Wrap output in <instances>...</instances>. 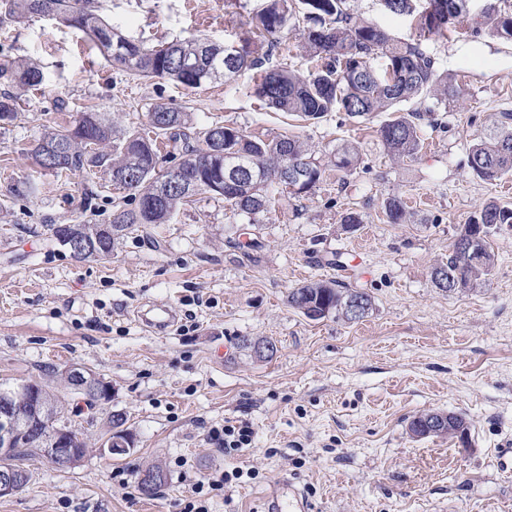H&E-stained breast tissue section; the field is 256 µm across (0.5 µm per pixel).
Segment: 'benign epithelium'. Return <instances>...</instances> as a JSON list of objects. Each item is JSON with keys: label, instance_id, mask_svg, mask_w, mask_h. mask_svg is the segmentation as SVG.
<instances>
[{"label": "benign epithelium", "instance_id": "1", "mask_svg": "<svg viewBox=\"0 0 512 512\" xmlns=\"http://www.w3.org/2000/svg\"><path fill=\"white\" fill-rule=\"evenodd\" d=\"M165 185L193 192V186L186 182L178 163L166 170ZM63 373L72 378L74 392L82 399L93 403L112 399V385L97 382L96 376L87 367L71 364ZM26 401L31 403V413L25 415L18 413L10 403L0 404V456L7 459V462L0 465V497L9 496L28 484V472L21 466L18 457L28 453L29 447L33 445L39 446V457L62 468L78 465L87 454V449L83 448V442L72 427L66 429L56 426L47 433L33 435L31 427L34 423L48 425L57 421L63 412L44 402L35 386L26 392ZM453 417L454 414L443 412L436 419L428 417L425 430L414 431L412 435L421 438L438 433L453 422ZM131 445L130 435L116 428L101 443V453L109 457L122 456L130 451ZM165 478L163 471L145 470L140 476V486L147 493Z\"/></svg>", "mask_w": 512, "mask_h": 512}]
</instances>
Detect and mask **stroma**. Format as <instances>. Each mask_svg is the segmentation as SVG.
Instances as JSON below:
<instances>
[{"mask_svg": "<svg viewBox=\"0 0 512 512\" xmlns=\"http://www.w3.org/2000/svg\"><path fill=\"white\" fill-rule=\"evenodd\" d=\"M100 3L118 32L153 47L237 41L264 0ZM349 5L395 38L414 35L410 19L379 0ZM425 48L459 95L425 115L418 155L397 160L378 135L387 113L303 122L263 106L249 71L192 91L139 79L82 32L0 5V60H30L43 76L17 90L15 118L0 129V379L51 381L80 363L115 389L90 408L56 387L88 452L68 469L27 460L30 483L0 497V512H182L196 479L237 466L245 476L213 493L211 512H259L283 478L312 512H512V464H500L512 448V226L491 235L495 266L476 290L444 292L431 277L481 205L512 207L502 190L512 173L486 182L468 165L499 113L512 112V43L452 31ZM158 103L187 113L192 134L225 124L262 140L296 136L324 174L310 193L277 196L253 224L222 197L199 193L170 223L119 239L107 260L50 242L48 225L104 224L135 201L104 170L58 178L34 167L35 140L84 111L129 133ZM346 141L362 153L349 173L332 164ZM31 184L36 193L20 195ZM390 197L404 201L406 223L388 221ZM351 211L363 222L349 233ZM251 240L257 249H245ZM336 254L342 266L332 265ZM316 280L368 293V317L313 321L290 307L289 291ZM149 304L176 309L172 330L158 335L139 323ZM241 336L271 339L278 352L251 357L237 346ZM429 411L463 415L470 447L447 435L411 437L410 421ZM116 413L134 447L111 460L99 445ZM241 422L254 430L250 449L225 452L213 433ZM152 464L168 481L148 498L136 485Z\"/></svg>", "mask_w": 512, "mask_h": 512, "instance_id": "obj_1", "label": "stroma"}]
</instances>
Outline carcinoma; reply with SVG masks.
<instances>
[{
  "label": "carcinoma",
  "mask_w": 512,
  "mask_h": 512,
  "mask_svg": "<svg viewBox=\"0 0 512 512\" xmlns=\"http://www.w3.org/2000/svg\"><path fill=\"white\" fill-rule=\"evenodd\" d=\"M47 1L52 4V18L81 30L112 64L139 77L168 79L193 90L251 70L259 73L253 86L255 96L267 106L304 121L318 122L335 110L360 118L389 112L391 118L380 126L379 136L386 151L397 158H412L423 146L419 126L423 113L418 109L405 113L402 105L430 96L435 107L446 108L457 94L453 76L439 68L424 42L446 36L452 28L468 22L470 14L467 7L442 12L434 7L436 0H382L388 12L416 23L415 37L400 41L380 26L354 17L348 0H266L262 9L249 16L247 30L235 42L238 50L232 58L226 57L222 46L184 38L145 47L140 57L126 60L114 58L112 46L135 40L114 33L100 14V0H7L17 17L44 14ZM300 13L312 22L303 30L304 49L312 67L301 73L266 66L288 24ZM482 28L512 42V11L483 10L476 21V29ZM0 78L22 88L42 83L40 70L23 60L1 62ZM16 108V96L0 94V128L12 122ZM150 114L152 133L167 136L188 177L198 182L197 191L223 197L251 224L271 206L268 187L277 183L285 165L294 160L305 167L308 180L295 191L297 195L311 191L322 176L320 164L295 138L254 140L237 127L215 125L198 139L187 134L185 113L158 104ZM112 134V121L104 114L82 112L70 125L46 130L31 150L33 164L57 178L105 168L112 177L123 176L124 189L138 196L134 208L124 209L109 220L119 225L110 236L100 233V224L70 225L89 241L82 254L84 260L107 259L115 241L126 233L169 223L190 198L177 187L162 198L155 197L153 184L160 183L164 173L156 169L154 138L149 133H127L116 140ZM60 141L66 144L67 156L60 167L51 169L44 152ZM335 157L336 167L350 171L360 160L358 146L342 143ZM469 167L487 182L512 172V112L500 113L485 137L472 146ZM223 177L234 186L215 189ZM385 211L393 224L405 220L406 208L396 197L385 201ZM503 224H512V208L487 203L464 225L461 239L468 242V249L453 244L445 264L457 273L459 287L448 292L464 293L485 282L495 265L488 236ZM353 296H363L367 305H372L369 294L342 288L334 281L307 282L288 293V304L305 316L323 307L329 316L355 322L366 314L348 315L345 306Z\"/></svg>",
  "instance_id": "carcinoma-1"
}]
</instances>
